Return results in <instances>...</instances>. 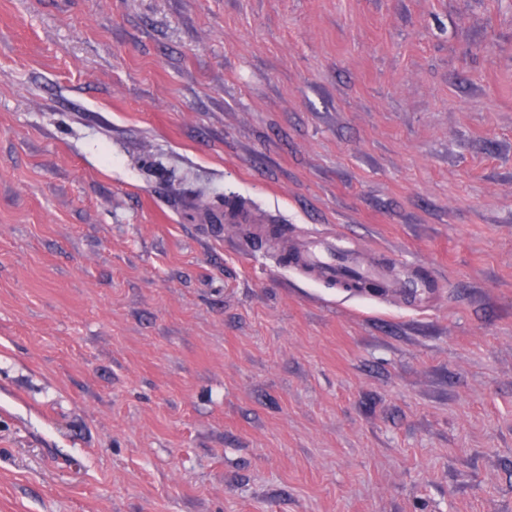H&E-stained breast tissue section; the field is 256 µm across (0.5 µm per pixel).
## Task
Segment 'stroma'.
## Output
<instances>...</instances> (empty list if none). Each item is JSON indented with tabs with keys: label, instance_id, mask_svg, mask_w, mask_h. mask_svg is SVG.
<instances>
[{
	"label": "stroma",
	"instance_id": "1",
	"mask_svg": "<svg viewBox=\"0 0 512 512\" xmlns=\"http://www.w3.org/2000/svg\"><path fill=\"white\" fill-rule=\"evenodd\" d=\"M0 512H512V0H0ZM292 256L303 268L326 281L346 286L354 279L370 280L378 283L380 288L391 287V281L385 280L374 265L363 258L349 256L321 236L298 240Z\"/></svg>",
	"mask_w": 512,
	"mask_h": 512
}]
</instances>
